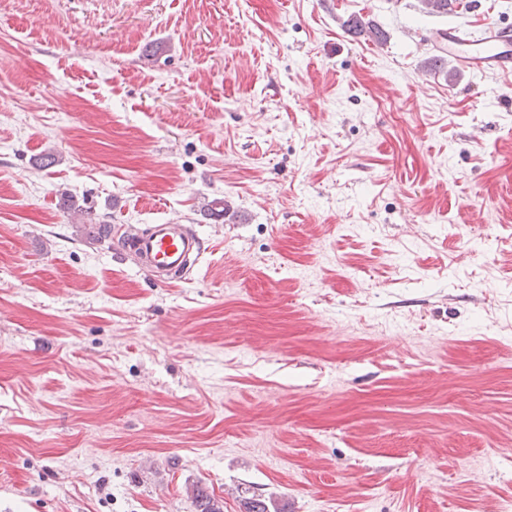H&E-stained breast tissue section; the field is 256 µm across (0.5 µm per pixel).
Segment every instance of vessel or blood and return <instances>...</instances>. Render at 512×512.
I'll list each match as a JSON object with an SVG mask.
<instances>
[{
	"mask_svg": "<svg viewBox=\"0 0 512 512\" xmlns=\"http://www.w3.org/2000/svg\"><path fill=\"white\" fill-rule=\"evenodd\" d=\"M422 42L453 58L467 70L504 76L512 74L511 29L491 25L475 36L451 26L432 31L423 36ZM123 246L138 258L141 269L158 284L182 273L202 254L200 240L180 224L129 228Z\"/></svg>",
	"mask_w": 512,
	"mask_h": 512,
	"instance_id": "b4317fda",
	"label": "vessel or blood"
}]
</instances>
